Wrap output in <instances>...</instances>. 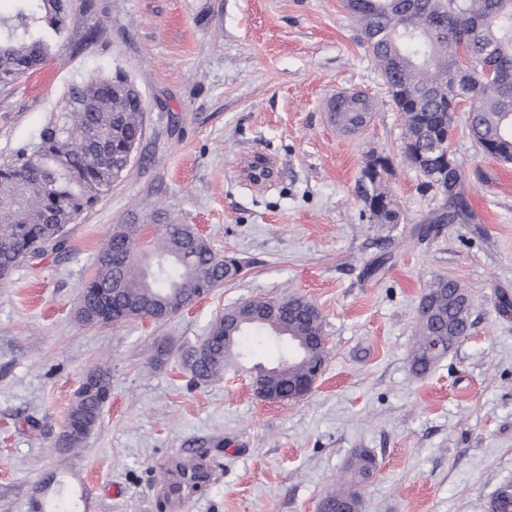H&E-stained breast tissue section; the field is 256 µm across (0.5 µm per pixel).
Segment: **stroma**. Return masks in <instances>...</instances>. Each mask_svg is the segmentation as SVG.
Masks as SVG:
<instances>
[{
  "mask_svg": "<svg viewBox=\"0 0 512 512\" xmlns=\"http://www.w3.org/2000/svg\"><path fill=\"white\" fill-rule=\"evenodd\" d=\"M91 3L53 39L47 83L0 93V158L94 72L135 84L144 135L128 175L70 225L68 254L46 250L0 279V512H32L49 477L66 512H168L171 468L204 448L224 475L186 512H317L361 448L377 463L363 512H488L512 480V163L478 154L457 126L478 221L419 239L440 199L400 156L402 122L343 0ZM342 91L378 104L354 135L329 120ZM373 151L393 158L401 223H370L357 193ZM254 153L279 165L262 190L241 173ZM116 224L192 225L245 273L161 322L83 324L82 287ZM438 277L468 289L473 326L418 376V304ZM289 292L318 306L328 341L305 399L258 398L245 367L191 384L181 349L226 308ZM103 359L112 398L81 448H59L81 378Z\"/></svg>",
  "mask_w": 512,
  "mask_h": 512,
  "instance_id": "35a3bbf8",
  "label": "stroma"
}]
</instances>
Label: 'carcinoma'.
Wrapping results in <instances>:
<instances>
[{
	"mask_svg": "<svg viewBox=\"0 0 512 512\" xmlns=\"http://www.w3.org/2000/svg\"><path fill=\"white\" fill-rule=\"evenodd\" d=\"M14 12L0 15V92L11 90L32 64L48 60V33L62 35L76 14L75 0H14ZM354 18L362 45L369 52L400 114L403 137L400 154L425 178L424 188L442 195V203L419 228L426 238L441 224H471L476 215L468 201L463 162L448 153V134L456 127L457 106L468 99L457 84L461 57L494 71L496 87L469 105L466 124L478 152L512 163V0H344ZM112 74L98 72L70 84L62 104L38 140L0 159V278L18 268L47 244L67 253L66 227L74 224L129 171L128 157L143 135V107L109 94ZM336 127L352 134L365 126L376 108L364 95L334 96L328 104ZM382 161V176L374 181L361 171L360 193L373 224L400 214L386 180L393 170L390 155L371 152ZM141 225L116 224L94 260L96 271L85 283L78 314L85 324L117 323L135 317L157 320L177 312L182 302L209 294L241 271L233 259L213 251L206 241L172 258L176 246L194 234L188 224H162L149 241ZM278 306L276 318L257 320L247 306L224 312L209 328L202 348L190 346L182 361L196 384L210 382L240 356L241 336H261L274 330L303 343L290 367L294 380L324 365L327 352L312 338L323 333L322 316L313 303L297 294L268 299L261 306ZM473 301L459 282L438 278L418 307V336L411 366L428 373L440 356L430 352L434 339L453 347L471 327ZM263 383L279 391L283 401H295L293 389L276 367L254 366ZM112 374L95 364L87 369L79 392L58 437L62 448H79L98 425L109 398ZM376 468L367 449L347 462L336 490L320 504L350 506L362 512L359 484ZM489 512H512V482L493 491Z\"/></svg>",
	"mask_w": 512,
	"mask_h": 512,
	"instance_id": "obj_1",
	"label": "carcinoma"
}]
</instances>
